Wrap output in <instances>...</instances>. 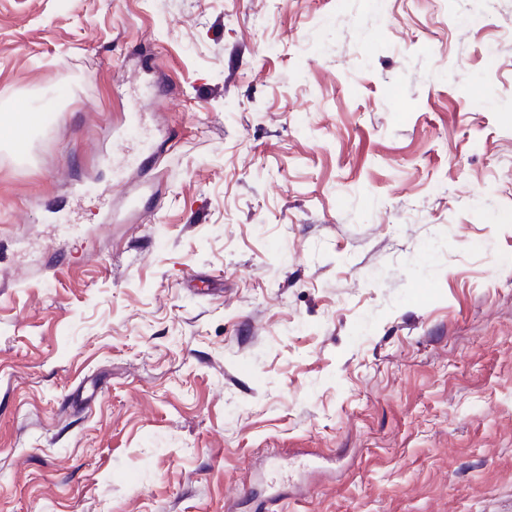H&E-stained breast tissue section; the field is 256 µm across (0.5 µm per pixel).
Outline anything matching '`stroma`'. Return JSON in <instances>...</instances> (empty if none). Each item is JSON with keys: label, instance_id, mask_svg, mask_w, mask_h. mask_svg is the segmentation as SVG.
Instances as JSON below:
<instances>
[{"label": "stroma", "instance_id": "1", "mask_svg": "<svg viewBox=\"0 0 512 512\" xmlns=\"http://www.w3.org/2000/svg\"><path fill=\"white\" fill-rule=\"evenodd\" d=\"M2 105L0 512H512V0H0Z\"/></svg>", "mask_w": 512, "mask_h": 512}]
</instances>
